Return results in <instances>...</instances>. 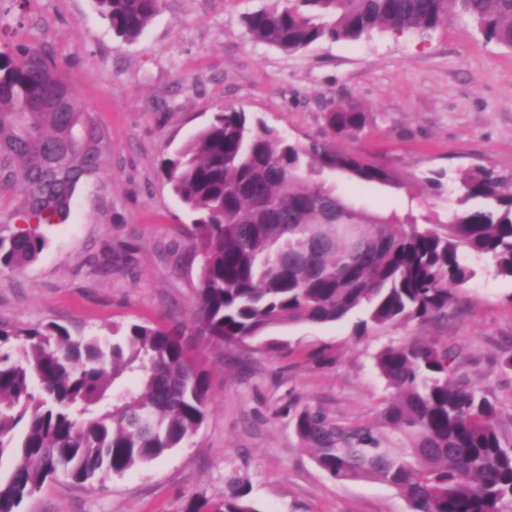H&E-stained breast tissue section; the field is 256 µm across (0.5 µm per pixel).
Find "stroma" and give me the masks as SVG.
Here are the masks:
<instances>
[{
  "label": "stroma",
  "instance_id": "35a3bbf8",
  "mask_svg": "<svg viewBox=\"0 0 512 512\" xmlns=\"http://www.w3.org/2000/svg\"><path fill=\"white\" fill-rule=\"evenodd\" d=\"M266 0H165L143 35L117 38L94 0H0V49H46L109 139L100 170L83 177L66 223L43 227L47 245L22 272H0V319L56 322L72 336H108L132 323L189 322L196 266L175 268L166 249L187 243L192 216L163 163L215 112L232 105L288 137H323L324 116L356 104L372 123L339 148L392 170L400 187L336 190L388 216L445 217L456 206L421 182L487 167L512 173V49L486 41L452 12L434 30L326 41L297 52L252 42L243 18ZM225 356L206 354L210 409L201 429L146 467L104 481L45 482L22 512H184L197 496L224 498L248 482L263 512H410L378 482L339 483L297 438L305 407L341 421H377L391 397L375 366L386 345L409 338L462 346L463 374L487 390L512 428V278L478 274L448 319L355 335L352 321L271 330ZM246 359L239 369L237 359Z\"/></svg>",
  "mask_w": 512,
  "mask_h": 512
}]
</instances>
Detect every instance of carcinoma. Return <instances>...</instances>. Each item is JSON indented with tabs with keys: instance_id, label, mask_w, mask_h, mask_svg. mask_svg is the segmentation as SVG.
Returning a JSON list of instances; mask_svg holds the SVG:
<instances>
[{
	"instance_id": "carcinoma-1",
	"label": "carcinoma",
	"mask_w": 512,
	"mask_h": 512,
	"mask_svg": "<svg viewBox=\"0 0 512 512\" xmlns=\"http://www.w3.org/2000/svg\"><path fill=\"white\" fill-rule=\"evenodd\" d=\"M115 35L136 41L163 0H95ZM468 15L488 41L512 48V0H270L245 16L249 37L294 52L322 41L438 27ZM350 105L325 114L322 139L301 142L231 106L213 115L163 170L193 215L199 258L191 321L132 323L122 335L73 337L55 323L0 321V512L64 474L75 481L121 476L195 435L210 398L199 354L221 353L284 325L358 316L353 330L444 319L484 260L512 278V177L478 167L460 178L449 219L420 224L378 216L313 176L340 172L363 184L397 186L388 168L335 146L368 126ZM102 128L85 112L48 52L0 51V174L21 180L15 216L26 227L0 234V268L21 272L43 251V225L63 223L79 179L100 167ZM443 170L424 186L440 193ZM462 350L405 340L376 356L393 396L377 425L338 421L321 409L295 417V433L336 482L376 481L411 512H512V433L497 402L458 373ZM135 376L131 387L121 380ZM244 482L219 504L185 512H262Z\"/></svg>"
}]
</instances>
